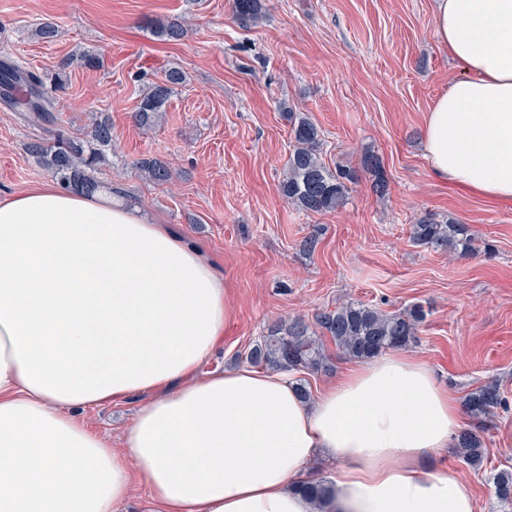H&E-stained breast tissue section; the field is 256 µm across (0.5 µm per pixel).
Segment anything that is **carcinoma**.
<instances>
[{"label":"carcinoma","instance_id":"cac0c4a2","mask_svg":"<svg viewBox=\"0 0 512 512\" xmlns=\"http://www.w3.org/2000/svg\"><path fill=\"white\" fill-rule=\"evenodd\" d=\"M233 11L241 21H256L261 15L259 0H233ZM156 33L169 42L182 40L184 26L177 20L158 24ZM178 69L168 70L164 78L152 84L143 94L134 120L141 127H153L163 117L170 97L184 83ZM0 100L10 109L24 113L27 122L52 124V102L45 96L44 81L36 72L9 61L0 62ZM291 127L293 149L288 157L287 169L279 184L281 193L298 209L310 214H324L341 207L347 200L352 185L359 176L356 171L341 166L335 170L322 160V139L315 123L303 115ZM112 146V124L106 117L95 119L89 138L74 140L63 133L55 134L51 141L32 142L26 150L37 163L47 170L66 190L91 193L102 187L96 176L98 167L105 162L106 150ZM138 169L157 184L170 181L172 173L166 162L153 158L136 163ZM363 171L373 177V190L383 195L388 183L380 158L365 153L361 159ZM412 241L436 252L462 255L476 254L479 247L466 225L455 221L439 220L426 213L411 225ZM423 310L418 306L394 312H384L356 301H347L332 310H323L314 316L315 325L329 336L342 353L357 361H366L388 349L406 347L415 342ZM252 365L287 372L328 371L330 365L323 353L314 330L303 320L289 319L271 328L257 341L244 357ZM501 404L499 388L486 384L465 399L467 411L474 417L485 416ZM460 456L472 467H479L485 457L484 442L477 434L463 431L458 436ZM495 494L504 502H512V469H500L493 478ZM301 491L320 510L331 494L330 486L310 482Z\"/></svg>","mask_w":512,"mask_h":512}]
</instances>
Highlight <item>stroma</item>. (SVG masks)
Listing matches in <instances>:
<instances>
[{
    "label": "stroma",
    "mask_w": 512,
    "mask_h": 512,
    "mask_svg": "<svg viewBox=\"0 0 512 512\" xmlns=\"http://www.w3.org/2000/svg\"><path fill=\"white\" fill-rule=\"evenodd\" d=\"M262 19L243 23L232 0H0V60L41 74L59 125L26 122L0 102V197L50 181L27 143L57 132L84 138L95 115L112 123L101 181L169 225L216 266L233 307L224 339L200 375L240 366V356L281 317L313 320L354 300L391 312L422 307L409 354L458 400L496 384L502 404L481 426V469L457 448L436 452L469 481L478 512H512L493 476L512 467V205L438 179L422 149L425 118L458 68L434 35V0H261ZM183 18L179 43L156 36ZM57 24L53 42L39 24ZM95 54L100 65H74ZM185 82L162 121L133 120L145 89L165 71ZM307 114L322 135L328 167L361 166L378 154L389 184L373 192L362 173L343 207L299 211L280 193L291 150L288 111ZM170 161V183L142 177L137 161ZM466 224L484 250L461 257L416 245L421 214ZM316 238L314 251L303 243ZM140 395L79 412L112 445L143 403Z\"/></svg>",
    "instance_id": "stroma-1"
}]
</instances>
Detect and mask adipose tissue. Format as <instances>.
<instances>
[{
  "label": "adipose tissue",
  "mask_w": 512,
  "mask_h": 512,
  "mask_svg": "<svg viewBox=\"0 0 512 512\" xmlns=\"http://www.w3.org/2000/svg\"><path fill=\"white\" fill-rule=\"evenodd\" d=\"M460 68L431 106L434 173L512 202V0H434ZM232 309L183 237L111 190L50 182L0 199V512H313L314 459L339 469L325 512H476L454 467L431 468L460 425L456 398L393 352L301 397L285 373L202 378ZM146 401L121 450L73 412Z\"/></svg>",
  "instance_id": "obj_1"
}]
</instances>
